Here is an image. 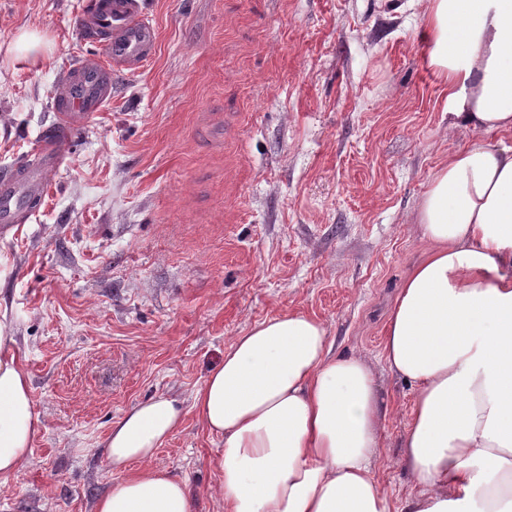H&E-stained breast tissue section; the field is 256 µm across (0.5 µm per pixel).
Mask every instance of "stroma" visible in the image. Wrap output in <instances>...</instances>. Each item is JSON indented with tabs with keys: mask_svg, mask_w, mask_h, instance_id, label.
<instances>
[{
	"mask_svg": "<svg viewBox=\"0 0 512 512\" xmlns=\"http://www.w3.org/2000/svg\"><path fill=\"white\" fill-rule=\"evenodd\" d=\"M95 2L0 0V170L54 125L60 72L99 53L79 30ZM142 3L154 56L113 75L44 204L0 236V314L44 423L0 512H92L128 474L105 457L112 423L155 395L188 400L237 336L289 311L374 370L387 414L375 477L402 505L415 388L383 341L429 249L416 207L449 146L512 133L449 129L407 0ZM32 31L51 43L34 65L7 51ZM223 446L190 413L157 451L192 512H221Z\"/></svg>",
	"mask_w": 512,
	"mask_h": 512,
	"instance_id": "stroma-1",
	"label": "stroma"
}]
</instances>
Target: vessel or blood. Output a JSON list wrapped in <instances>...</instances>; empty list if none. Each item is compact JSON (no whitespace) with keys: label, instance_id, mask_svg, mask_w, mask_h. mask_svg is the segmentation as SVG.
Wrapping results in <instances>:
<instances>
[{"label":"vessel or blood","instance_id":"obj_1","mask_svg":"<svg viewBox=\"0 0 512 512\" xmlns=\"http://www.w3.org/2000/svg\"><path fill=\"white\" fill-rule=\"evenodd\" d=\"M81 28L100 52L58 76L53 129L43 133L24 162L0 173L1 233L25 223L44 203L78 122L101 111L110 99L113 72L139 71L156 50V30L143 18L139 0H102L98 9L83 16Z\"/></svg>","mask_w":512,"mask_h":512}]
</instances>
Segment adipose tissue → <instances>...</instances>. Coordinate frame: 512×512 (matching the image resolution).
<instances>
[{
	"label": "adipose tissue",
	"instance_id": "obj_1",
	"mask_svg": "<svg viewBox=\"0 0 512 512\" xmlns=\"http://www.w3.org/2000/svg\"><path fill=\"white\" fill-rule=\"evenodd\" d=\"M429 67L448 124L512 131V0H422ZM431 248L398 289L383 353L417 387L401 509L373 473L386 418L371 367L332 354L320 319L288 312L235 339L189 403L156 396L114 423L107 462L131 466L94 512H191L153 459L194 413L223 438L224 512H512V146H456L416 214ZM0 319V485L29 462L42 421Z\"/></svg>",
	"mask_w": 512,
	"mask_h": 512
}]
</instances>
